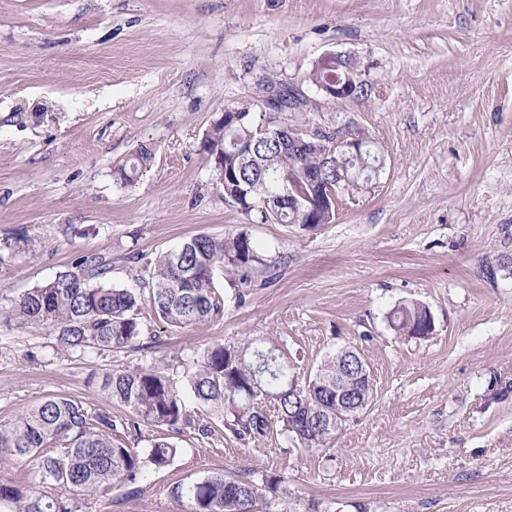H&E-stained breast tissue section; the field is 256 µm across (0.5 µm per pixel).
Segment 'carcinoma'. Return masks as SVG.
<instances>
[{"label": "carcinoma", "mask_w": 512, "mask_h": 512, "mask_svg": "<svg viewBox=\"0 0 512 512\" xmlns=\"http://www.w3.org/2000/svg\"><path fill=\"white\" fill-rule=\"evenodd\" d=\"M344 70L331 66L312 69L308 80L329 83ZM239 121L220 117L202 139L204 152L215 165L227 170L221 182L224 199L238 200L242 213L259 224L307 226L301 210L288 204V191L309 193L320 210L322 224L334 220L331 197L338 190H356L364 178L379 172L381 151L374 142L360 154L325 155L315 147L292 150L287 142L296 131L279 122L278 137L257 132L252 105L236 107ZM251 141L252 153H238L239 141ZM154 152L141 144L114 166L115 177L131 184L151 166ZM266 265L249 236L243 232L224 237L197 234L177 247L158 254L144 270L136 288H117L106 280L108 264L99 256L81 258L73 269L0 305V327H45L54 331L60 347L81 354L114 351L134 344L142 334L141 302L173 329L206 321L220 310L213 275L220 267L249 281L250 274ZM428 307L402 301L386 316L399 336L418 338L433 334L435 323ZM186 375L187 388L199 402L224 419L239 437H262L277 427L304 448H322L336 436V392L321 382L292 389L296 382L291 361L279 341L258 337L226 345L215 342L194 362ZM101 390L126 409L124 418L86 408L63 395H52L21 411L12 422L0 425V456L15 462L35 460L38 480L0 481V512H79L78 496H93L114 485L142 490L150 473L168 467L177 448L163 435L150 439V448L139 454L124 444L117 429L140 431L141 425L174 427L186 419L177 388L159 366L119 369L103 375ZM259 397L272 407L267 413L255 405ZM178 502L190 503V512H323L310 501L305 509L289 505L290 491L276 473L255 480L252 472L228 476L209 475L169 486Z\"/></svg>", "instance_id": "carcinoma-1"}]
</instances>
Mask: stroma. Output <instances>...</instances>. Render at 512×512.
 <instances>
[{
  "label": "stroma",
  "instance_id": "stroma-1",
  "mask_svg": "<svg viewBox=\"0 0 512 512\" xmlns=\"http://www.w3.org/2000/svg\"><path fill=\"white\" fill-rule=\"evenodd\" d=\"M330 53L353 59L366 96L330 105L307 82ZM270 84L307 101L289 127L359 128L384 156L331 223L251 222L201 148L242 103L265 123ZM143 143L151 168L121 185L113 163ZM239 231L266 264L247 282L216 273L221 309L203 323L147 312L132 346L83 357L51 329L1 328L0 424L56 394L121 415L90 374L162 361L179 387L211 343L262 336L302 382L357 348L367 407L305 449L276 430L239 439L189 402L173 463L80 512H182L171 484L242 468L283 474L324 512H512V0H0L1 294L92 254L131 286L185 239ZM404 300L430 309L432 336L395 335Z\"/></svg>",
  "mask_w": 512,
  "mask_h": 512
}]
</instances>
